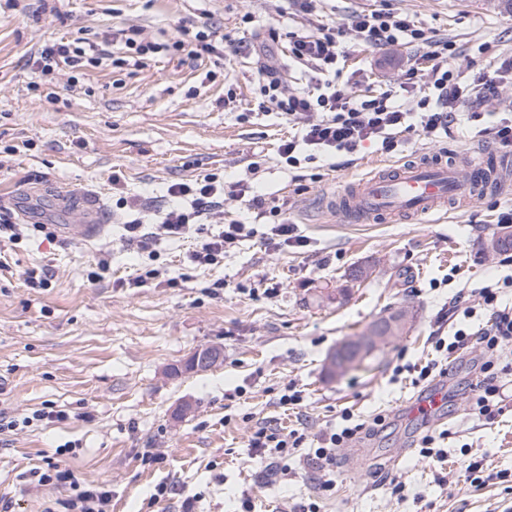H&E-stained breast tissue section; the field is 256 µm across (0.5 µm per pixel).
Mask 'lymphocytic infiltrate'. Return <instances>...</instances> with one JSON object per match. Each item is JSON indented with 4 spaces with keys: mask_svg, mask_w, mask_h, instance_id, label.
<instances>
[{
    "mask_svg": "<svg viewBox=\"0 0 512 512\" xmlns=\"http://www.w3.org/2000/svg\"><path fill=\"white\" fill-rule=\"evenodd\" d=\"M349 30L373 46L383 47L405 40L424 47L425 56L432 64L427 68L412 64L405 70L398 89L363 98L335 81L345 30L322 23L316 30L300 34L271 33L270 39L274 42L287 38L289 57L322 76L313 88L291 91L283 86L273 67H264L259 72L262 104L272 105L288 120L302 124L301 139L285 141L279 148L280 157L289 166L300 165L301 157L306 153L340 161L356 155L367 142L377 143L384 152L390 153L398 148L402 136L410 132L427 138L449 134L454 125L460 124L464 108L487 99L499 87L512 83V56L467 77L454 74L448 67L447 43L433 40L406 15L383 11L358 14L352 17ZM107 57V49L94 42L55 41L41 48L38 62L46 72L59 63L79 71L100 66ZM423 84L427 85L428 92L418 95L416 111L406 110L399 99L400 93L418 94L417 90ZM169 193L178 198L179 203L162 213L156 224L144 223L137 217V197L121 198V207L135 214L125 226L129 241L144 249L154 237H178L198 226L204 228L205 233L192 253L193 262L201 266L218 265L229 248L252 233L251 227L240 220L221 225L218 231H209V224L220 213L224 198L229 195L242 201L255 219H271L265 239L269 249L307 244L306 238L299 235L297 225L288 221L287 202L266 198L255 191L250 182L240 180L228 185L216 175L207 174L191 184H173ZM479 295L486 312L482 323L467 324L472 310L466 305L465 295H457L452 311L463 315V323L449 338L442 336L440 331H433L430 341L436 352L445 354L480 345L485 359L479 366L480 378L472 387V406L479 415L491 418L502 410L495 362L504 346L512 343V303L503 302L494 288L480 289ZM383 422V417L378 416L366 424L345 412L339 427L322 432L318 448L311 453L312 460L328 473L327 479L318 486L320 495H327L335 487L333 477L338 449L365 432L368 425L379 426ZM307 439L305 429L285 433L278 427L262 424L252 431L249 445L254 448L265 475L283 479L288 475L286 459L289 453L303 448ZM34 477L37 485L69 489V496L59 503L63 512H107L111 491L82 484L70 469L54 459H47L44 468L36 470Z\"/></svg>",
    "mask_w": 512,
    "mask_h": 512,
    "instance_id": "f902f5d3",
    "label": "lymphocytic infiltrate"
}]
</instances>
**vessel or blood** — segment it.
Listing matches in <instances>:
<instances>
[{
    "instance_id": "obj_1",
    "label": "vessel or blood",
    "mask_w": 512,
    "mask_h": 512,
    "mask_svg": "<svg viewBox=\"0 0 512 512\" xmlns=\"http://www.w3.org/2000/svg\"><path fill=\"white\" fill-rule=\"evenodd\" d=\"M512 184V156L486 147L479 154L453 159L421 158L373 170L325 198L326 206L348 224L410 221L447 212L449 205L464 208ZM106 229L98 210L85 223L65 227L68 235L93 239Z\"/></svg>"
}]
</instances>
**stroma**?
Segmentation results:
<instances>
[{"label": "stroma", "instance_id": "35a3bbf8", "mask_svg": "<svg viewBox=\"0 0 512 512\" xmlns=\"http://www.w3.org/2000/svg\"><path fill=\"white\" fill-rule=\"evenodd\" d=\"M381 9L447 41L448 65L459 72L512 54L504 0H321L323 22L346 28L342 74L358 94L397 84L423 55L407 43L371 47L348 30L352 16ZM206 21L225 39L185 63L161 53L138 69L80 77L63 65L46 74L37 63L53 40L98 42L137 26L171 42ZM311 27L294 0H0V211L22 226L20 238H0V416L18 424L0 433V500L14 512H44L67 497L65 488L28 484L54 455L81 481L108 486L109 512H182L186 492L199 497L195 512H242L246 500L251 512H299L313 502L320 512H512V369L497 379L502 413L475 414L468 386L480 350L468 349L451 362L446 400L428 420L408 415L425 388L405 370L435 359L428 337L449 328L460 289L498 287L512 301L502 285L512 265L494 247L512 191L429 224H345L321 212L323 193L378 165L482 140L467 123L439 142L411 138L394 155L369 143L341 168L320 158L288 167L278 148L300 128L259 108V48L270 30ZM230 89L237 102L228 109ZM208 173L228 182L255 174L260 193L288 200L307 247L267 249L263 223L216 267L189 262L193 232L157 237L144 251L128 244L120 197L137 196L153 221L172 204L171 185ZM95 201L108 224L101 237L59 233ZM363 265L368 275L352 281ZM149 268L160 277L136 286ZM32 270L50 272L47 287L26 285ZM399 311L409 316L405 330L368 367L329 372L337 346ZM210 346L222 349L221 362L184 370ZM290 386L302 390L304 414L279 404ZM185 402L190 411L177 414ZM47 407L65 419H34ZM346 410L363 420L384 415L386 426L339 449L330 496L317 499L318 474L303 452L288 457L291 479L258 472L248 446L255 424L288 432L304 420L316 437ZM426 433L435 437L430 458L417 447ZM159 484L179 492L152 500Z\"/></svg>", "mask_w": 512, "mask_h": 512}]
</instances>
